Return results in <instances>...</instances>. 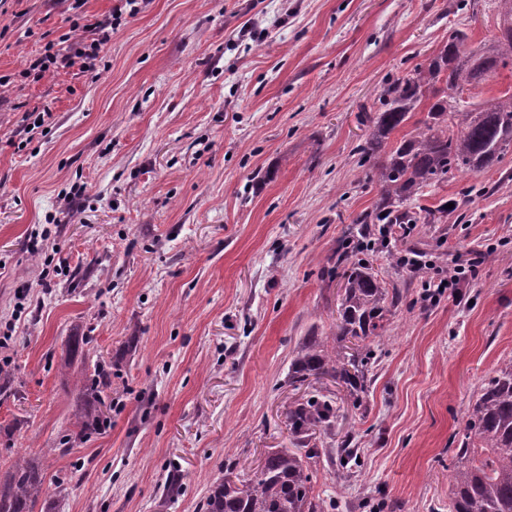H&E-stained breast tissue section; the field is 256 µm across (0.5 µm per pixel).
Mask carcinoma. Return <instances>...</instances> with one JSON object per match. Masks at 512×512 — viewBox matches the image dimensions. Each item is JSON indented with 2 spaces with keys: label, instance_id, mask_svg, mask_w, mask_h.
<instances>
[{
  "label": "carcinoma",
  "instance_id": "1",
  "mask_svg": "<svg viewBox=\"0 0 512 512\" xmlns=\"http://www.w3.org/2000/svg\"><path fill=\"white\" fill-rule=\"evenodd\" d=\"M498 33L480 47L468 46V34L454 29L427 62L388 82L380 107L368 116L371 131L359 145V163L379 187L378 213L364 216L368 225L416 224L410 208L421 190L457 173H478L512 148V93L491 96L461 108L462 94L480 91L488 80L512 67V0H497ZM427 113L416 134L392 147L393 131L406 123L422 102ZM336 264L344 265V293L333 341L308 339L292 362V378L329 376L342 386L352 405L365 393L370 351H345L343 342L360 343L388 330L387 315L403 303V294L390 290L371 264L353 260L345 251ZM112 364L101 360L80 385L85 401L74 413L73 433L79 437L106 423L101 406L111 385ZM332 405L319 398L288 408L294 447L275 448L237 486L229 478L210 486L202 512H327L313 495L312 464L319 449L309 447L316 429L331 423ZM448 512H512V359L503 362L483 385L468 411L455 451ZM45 472L32 460L18 456L0 478V512H35L48 502Z\"/></svg>",
  "mask_w": 512,
  "mask_h": 512
}]
</instances>
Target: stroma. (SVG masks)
Returning a JSON list of instances; mask_svg holds the SVG:
<instances>
[{
	"instance_id": "obj_1",
	"label": "stroma",
	"mask_w": 512,
	"mask_h": 512,
	"mask_svg": "<svg viewBox=\"0 0 512 512\" xmlns=\"http://www.w3.org/2000/svg\"><path fill=\"white\" fill-rule=\"evenodd\" d=\"M71 3L0 0V367L17 389L0 398V477L27 455L62 482L52 512H201L225 463L240 477L291 447L288 406L320 396L329 512H448L466 413L512 359V150L424 188L416 212L453 213L366 252L405 300L367 342L360 409L288 373L307 337L334 336L344 280L327 270L379 201L354 153L366 111L452 29L489 38L494 0H141L98 77L20 78ZM28 112L49 113L45 133ZM46 227L58 275L31 250ZM391 248L485 259L464 301L433 304L428 270ZM88 333L112 364L109 422L62 452L88 365L69 341Z\"/></svg>"
}]
</instances>
